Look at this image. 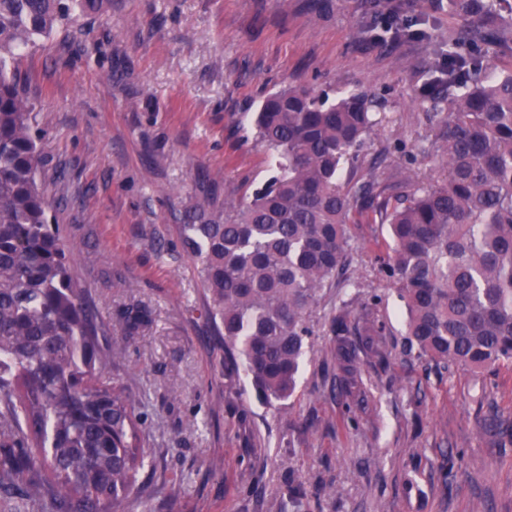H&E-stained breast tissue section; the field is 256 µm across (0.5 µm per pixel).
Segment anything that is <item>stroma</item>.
I'll list each match as a JSON object with an SVG mask.
<instances>
[{
  "mask_svg": "<svg viewBox=\"0 0 512 512\" xmlns=\"http://www.w3.org/2000/svg\"><path fill=\"white\" fill-rule=\"evenodd\" d=\"M322 2L104 0L19 63L72 275L123 351L108 375L145 418L150 489L125 512H512V447L477 424L512 419V365L475 374L417 359L396 287L377 271L384 226L352 225L353 284L324 289L285 404L224 372L180 226L195 202L223 205L269 177L265 147L242 130L267 93L367 92L380 119L368 161L442 176L432 146L442 117L423 90L458 18L433 0H379L423 32L383 46L370 0ZM375 294L384 357L364 360V398L348 404L329 319L344 306L357 324ZM137 306L150 320L130 334L122 315ZM292 481L303 487L297 511Z\"/></svg>",
  "mask_w": 512,
  "mask_h": 512,
  "instance_id": "stroma-1",
  "label": "stroma"
}]
</instances>
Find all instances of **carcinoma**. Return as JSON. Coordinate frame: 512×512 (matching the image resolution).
Instances as JSON below:
<instances>
[{
	"instance_id": "cac0c4a2",
	"label": "carcinoma",
	"mask_w": 512,
	"mask_h": 512,
	"mask_svg": "<svg viewBox=\"0 0 512 512\" xmlns=\"http://www.w3.org/2000/svg\"><path fill=\"white\" fill-rule=\"evenodd\" d=\"M97 0H0V512H123L149 465L144 416L105 374L97 314L74 281L38 178L22 53ZM433 108L446 174L424 185L402 168L363 174L375 125L365 92L306 87L267 94L251 132L274 173L251 196L185 215L182 242L222 330L224 369L243 371L268 404L297 388L310 317L347 272L352 224H386L380 272L398 287L410 343L438 368L512 364V73L478 58L494 37L512 53V0H448ZM332 316L339 390L361 395V365L384 358L382 328L361 307ZM481 428L512 446V422Z\"/></svg>"
}]
</instances>
